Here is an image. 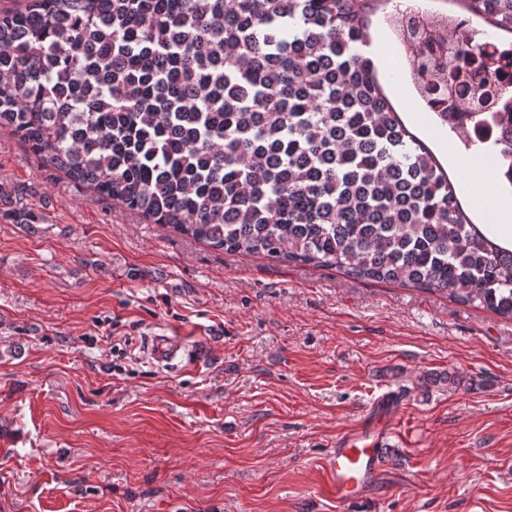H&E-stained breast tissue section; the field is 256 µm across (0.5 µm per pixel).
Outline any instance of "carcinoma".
<instances>
[{"mask_svg":"<svg viewBox=\"0 0 512 512\" xmlns=\"http://www.w3.org/2000/svg\"><path fill=\"white\" fill-rule=\"evenodd\" d=\"M0 7V130L71 181L213 249L336 268L512 320V248L461 205L361 48L360 0H12ZM512 44V0H466ZM456 56L486 73L478 44ZM424 95L467 96L471 71L429 49ZM16 224L39 213L0 188Z\"/></svg>","mask_w":512,"mask_h":512,"instance_id":"cac0c4a2","label":"carcinoma"}]
</instances>
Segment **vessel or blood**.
<instances>
[{
  "label": "vessel or blood",
  "mask_w": 512,
  "mask_h": 512,
  "mask_svg": "<svg viewBox=\"0 0 512 512\" xmlns=\"http://www.w3.org/2000/svg\"><path fill=\"white\" fill-rule=\"evenodd\" d=\"M146 351L160 362L172 358L177 347L167 336L151 337ZM387 428L360 429L348 435L333 452L326 468V492L337 502L359 499L376 473L382 469L385 447L388 442Z\"/></svg>",
  "instance_id": "b4317fda"
}]
</instances>
